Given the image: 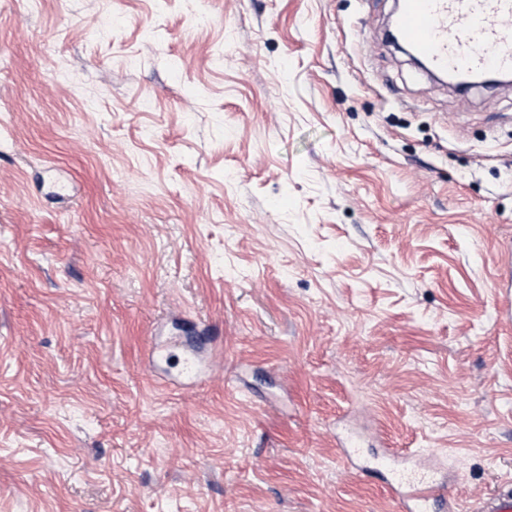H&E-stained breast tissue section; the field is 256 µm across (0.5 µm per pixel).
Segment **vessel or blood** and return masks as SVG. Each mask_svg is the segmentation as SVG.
Here are the masks:
<instances>
[{
    "instance_id": "vessel-or-blood-1",
    "label": "vessel or blood",
    "mask_w": 512,
    "mask_h": 512,
    "mask_svg": "<svg viewBox=\"0 0 512 512\" xmlns=\"http://www.w3.org/2000/svg\"><path fill=\"white\" fill-rule=\"evenodd\" d=\"M401 40L440 74L512 73V0H400ZM403 512L449 505L448 483L424 476L390 486ZM477 512H512V482L483 498Z\"/></svg>"
}]
</instances>
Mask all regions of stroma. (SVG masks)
Returning <instances> with one entry per match:
<instances>
[{
  "instance_id": "1",
  "label": "stroma",
  "mask_w": 512,
  "mask_h": 512,
  "mask_svg": "<svg viewBox=\"0 0 512 512\" xmlns=\"http://www.w3.org/2000/svg\"><path fill=\"white\" fill-rule=\"evenodd\" d=\"M392 9L0 0V512L512 480V87L434 83Z\"/></svg>"
}]
</instances>
